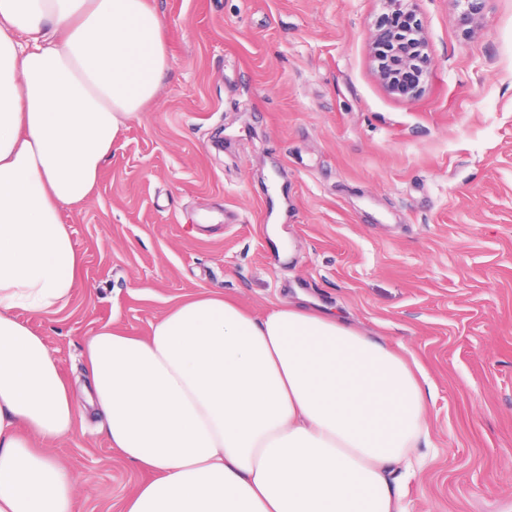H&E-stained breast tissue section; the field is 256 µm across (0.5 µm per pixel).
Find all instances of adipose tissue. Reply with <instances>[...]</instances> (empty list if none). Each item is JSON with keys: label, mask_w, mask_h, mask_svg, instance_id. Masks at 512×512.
Wrapping results in <instances>:
<instances>
[{"label": "adipose tissue", "mask_w": 512, "mask_h": 512, "mask_svg": "<svg viewBox=\"0 0 512 512\" xmlns=\"http://www.w3.org/2000/svg\"><path fill=\"white\" fill-rule=\"evenodd\" d=\"M168 67L148 0H0V512H74L71 476L32 440L68 437L78 406L13 312L68 305L81 257L61 212ZM85 366L112 447L151 475L124 512H403L386 466L428 433L422 383L336 315L255 318L207 292L145 337L103 324Z\"/></svg>", "instance_id": "1"}]
</instances>
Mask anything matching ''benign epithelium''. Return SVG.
<instances>
[{
	"instance_id": "7a95c632",
	"label": "benign epithelium",
	"mask_w": 512,
	"mask_h": 512,
	"mask_svg": "<svg viewBox=\"0 0 512 512\" xmlns=\"http://www.w3.org/2000/svg\"><path fill=\"white\" fill-rule=\"evenodd\" d=\"M389 9L374 34L376 52L387 57V67L379 78L391 93L416 96L427 73L428 57L421 22L414 9L415 0H385Z\"/></svg>"
}]
</instances>
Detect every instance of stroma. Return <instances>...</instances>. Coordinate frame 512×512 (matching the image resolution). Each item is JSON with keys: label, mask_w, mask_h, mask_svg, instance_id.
Instances as JSON below:
<instances>
[{"label": "stroma", "mask_w": 512, "mask_h": 512, "mask_svg": "<svg viewBox=\"0 0 512 512\" xmlns=\"http://www.w3.org/2000/svg\"><path fill=\"white\" fill-rule=\"evenodd\" d=\"M170 65L97 189L64 209L68 306L18 311L71 384L50 455L75 512H123L145 472L87 402L84 342L146 336L206 291L259 317L341 314L423 376L429 432L388 464L404 512H512V0H416L422 93L388 92L384 0H150Z\"/></svg>", "instance_id": "stroma-1"}]
</instances>
